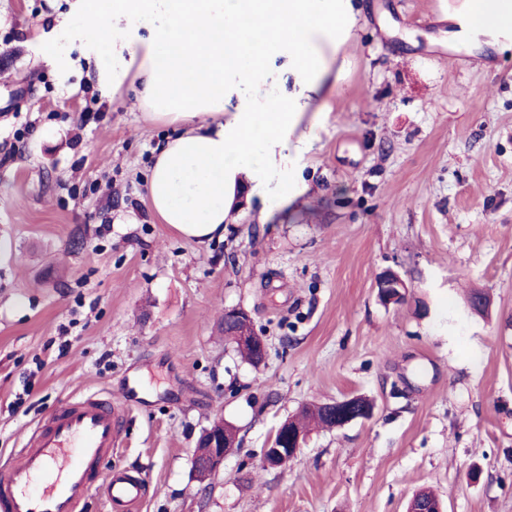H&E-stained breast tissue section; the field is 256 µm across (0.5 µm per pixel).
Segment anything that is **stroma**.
Wrapping results in <instances>:
<instances>
[{
	"label": "stroma",
	"mask_w": 512,
	"mask_h": 512,
	"mask_svg": "<svg viewBox=\"0 0 512 512\" xmlns=\"http://www.w3.org/2000/svg\"><path fill=\"white\" fill-rule=\"evenodd\" d=\"M352 2L339 92L282 177L306 193L267 220L243 201L199 244L146 196L174 129L103 90L77 0H0V459L102 392L125 407L113 465L148 480L128 512H405L424 487L445 512H512V49L449 42L451 0ZM228 307L263 365L225 340ZM353 395L372 419L261 468L303 405ZM218 416L239 446L202 484ZM377 296L386 304L398 303L403 299L406 288L404 280L391 270H387L377 281ZM224 324L225 328H228V324L231 326V330L226 335L232 336L241 343L248 342L251 345H257L261 362L264 361L266 356L265 340L256 332L254 320L249 312L242 308H227L224 310Z\"/></svg>",
	"instance_id": "1"
}]
</instances>
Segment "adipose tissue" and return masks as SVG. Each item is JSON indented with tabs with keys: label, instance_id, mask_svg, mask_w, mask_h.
Segmentation results:
<instances>
[{
	"label": "adipose tissue",
	"instance_id": "ef3b65f1",
	"mask_svg": "<svg viewBox=\"0 0 512 512\" xmlns=\"http://www.w3.org/2000/svg\"><path fill=\"white\" fill-rule=\"evenodd\" d=\"M159 12L163 24L142 34ZM85 13L81 38L109 51L103 86L132 84L139 109L175 126L155 150L148 201L161 223L201 244L223 238L241 198L265 197L311 144L304 116L313 97L337 91L333 64L355 17L351 0H102ZM463 19L449 39L508 36L512 0H465ZM278 54L299 94L242 97Z\"/></svg>",
	"mask_w": 512,
	"mask_h": 512
}]
</instances>
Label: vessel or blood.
Masks as SVG:
<instances>
[{"label": "vessel or blood", "mask_w": 512, "mask_h": 512, "mask_svg": "<svg viewBox=\"0 0 512 512\" xmlns=\"http://www.w3.org/2000/svg\"><path fill=\"white\" fill-rule=\"evenodd\" d=\"M123 424L121 404L92 395L42 418L24 447L0 463V512H84L98 487L108 504L141 503L144 478L111 467Z\"/></svg>", "instance_id": "vessel-or-blood-1"}]
</instances>
